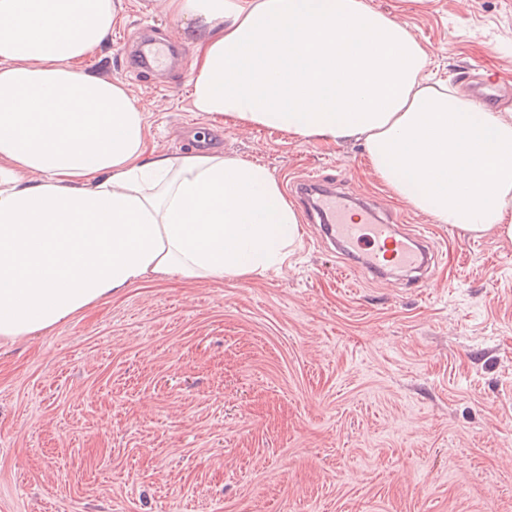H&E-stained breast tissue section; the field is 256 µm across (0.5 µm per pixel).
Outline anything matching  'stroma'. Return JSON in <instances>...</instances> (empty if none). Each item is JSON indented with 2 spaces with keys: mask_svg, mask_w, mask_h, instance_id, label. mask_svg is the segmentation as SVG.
Returning <instances> with one entry per match:
<instances>
[{
  "mask_svg": "<svg viewBox=\"0 0 512 512\" xmlns=\"http://www.w3.org/2000/svg\"><path fill=\"white\" fill-rule=\"evenodd\" d=\"M405 25L426 75L512 85V0H367ZM88 62L124 83L151 145L315 170L429 226L433 282L345 271L304 225L263 278L151 282L0 346V512H512V241L417 211L361 141H298L192 111L193 48L162 0H116ZM182 45L163 86L124 63L139 25Z\"/></svg>",
  "mask_w": 512,
  "mask_h": 512,
  "instance_id": "1",
  "label": "stroma"
}]
</instances>
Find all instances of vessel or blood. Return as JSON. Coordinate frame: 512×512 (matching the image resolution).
I'll use <instances>...</instances> for the list:
<instances>
[{
    "mask_svg": "<svg viewBox=\"0 0 512 512\" xmlns=\"http://www.w3.org/2000/svg\"><path fill=\"white\" fill-rule=\"evenodd\" d=\"M131 46L135 77L153 76L163 67L167 59L163 37L141 34ZM324 181L321 173L304 180L314 192L306 210L307 221L319 239L332 241L350 258L352 271L379 278L389 266L407 272L428 269L431 238L426 231H400L396 215L373 203L356 206L345 192L324 188Z\"/></svg>",
    "mask_w": 512,
    "mask_h": 512,
    "instance_id": "b4317fda",
    "label": "vessel or blood"
}]
</instances>
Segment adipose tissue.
<instances>
[{"label": "adipose tissue", "instance_id": "ef3b65f1", "mask_svg": "<svg viewBox=\"0 0 512 512\" xmlns=\"http://www.w3.org/2000/svg\"><path fill=\"white\" fill-rule=\"evenodd\" d=\"M194 48L193 111L294 139L360 140L399 199L512 240V116L423 78L365 0H165ZM115 0H0V342L124 289L281 272L299 212L258 163L156 152L128 88L86 62Z\"/></svg>", "mask_w": 512, "mask_h": 512}]
</instances>
